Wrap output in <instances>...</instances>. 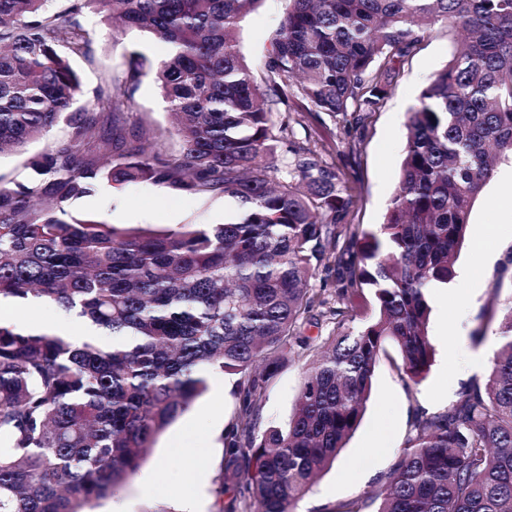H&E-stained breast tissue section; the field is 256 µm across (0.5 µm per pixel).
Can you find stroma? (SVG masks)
<instances>
[{
	"mask_svg": "<svg viewBox=\"0 0 512 512\" xmlns=\"http://www.w3.org/2000/svg\"><path fill=\"white\" fill-rule=\"evenodd\" d=\"M288 6L287 0H263L259 9L242 22L238 42L243 56L258 63ZM80 21L93 37L90 58L73 62L80 74L83 93L78 106L93 100L96 87L113 77L125 76L132 52L145 53L151 62L165 55L163 46L136 30L121 31L94 10ZM452 34L442 24L428 30L418 49L398 66L395 86L379 111L367 116L363 128L349 131L340 119L321 114L314 129L323 135L328 148L324 160L334 166L349 187L351 222L358 231H369L382 223L397 183L406 146V123L427 79L450 59ZM129 123L145 120L167 129L169 116L153 72L137 84L126 114ZM67 127L58 124L47 139L33 144L29 154L43 152L49 143L65 137ZM29 154L0 157V183L11 186L34 177L28 167ZM512 186V164L502 163L496 175L475 201L470 213L469 237L461 249L455 269L468 272L475 288L467 295L445 292L431 300L429 338L434 359L426 374L409 378L400 369L398 353L386 345L376 365L372 391L363 417L331 467L321 473L310 492L296 505L295 512H339L340 507L378 488L412 433L422 404L442 412L451 399L440 398L449 380L459 386L468 381L484 382V369L464 377V352L482 354L492 362L499 347V323L512 305V275L504 273L501 261L478 260L475 246L493 231V243L512 248V199L505 191ZM237 203L220 193L194 195L150 181L115 189L101 184L73 205L74 214L93 217L120 226L152 229L178 228L187 224L223 223L236 212ZM304 359L290 358L278 368L259 420L260 429L281 426L291 415L301 383ZM213 386L197 398L157 439L136 474L114 496L92 501L89 512H183L189 502L201 512H221L223 501L216 490L223 478L224 434L234 424L238 403L231 393L232 378H211ZM199 448L207 457L203 472L193 471L182 459L181 449Z\"/></svg>",
	"mask_w": 512,
	"mask_h": 512,
	"instance_id": "1",
	"label": "stroma"
}]
</instances>
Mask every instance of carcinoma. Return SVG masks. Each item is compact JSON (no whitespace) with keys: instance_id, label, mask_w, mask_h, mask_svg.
<instances>
[{"instance_id":"obj_1","label":"carcinoma","mask_w":512,"mask_h":512,"mask_svg":"<svg viewBox=\"0 0 512 512\" xmlns=\"http://www.w3.org/2000/svg\"><path fill=\"white\" fill-rule=\"evenodd\" d=\"M48 2L0 0V154L68 126L29 160L36 180L0 186V302L55 305L111 341L0 322V512H85L117 494L215 372L236 377L239 402L226 512H294L357 428L385 345L414 378L431 365V288L455 277L471 208L497 163L512 162V0H289L258 69L236 32L261 0H69L63 15ZM88 7L165 45L155 75L178 147L126 126L142 53L71 110L82 93L73 60L91 54ZM440 22L458 41L408 113L384 222L359 236L345 182L293 125L324 112L361 126ZM281 104L295 117L275 121ZM141 181L219 191L240 212L161 230L72 212L104 182ZM320 273L339 301L372 289V311H322ZM325 315L336 334L304 335ZM499 339L487 382L417 413L385 482L341 512L375 501L376 512H512V306ZM290 355L307 358L294 412L260 433Z\"/></svg>"}]
</instances>
